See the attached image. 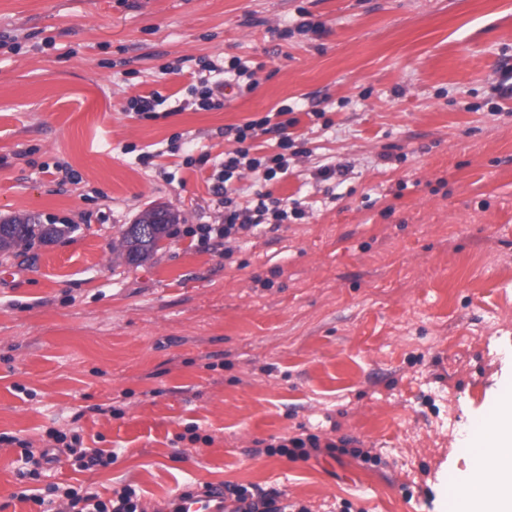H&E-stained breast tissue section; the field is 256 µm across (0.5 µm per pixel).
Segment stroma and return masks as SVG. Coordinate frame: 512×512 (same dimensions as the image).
Listing matches in <instances>:
<instances>
[{"mask_svg": "<svg viewBox=\"0 0 512 512\" xmlns=\"http://www.w3.org/2000/svg\"><path fill=\"white\" fill-rule=\"evenodd\" d=\"M220 56L256 86L190 107ZM510 70L512 0H0V222L61 228L0 251V512H37L19 498L37 483L129 484L143 512L204 484L446 512L471 420L512 384ZM285 105L287 174L230 187L294 213L231 255L201 245L187 228L224 221L225 127ZM152 207L183 220L128 262ZM51 427L111 465L19 481L20 441ZM301 434L351 450L252 452Z\"/></svg>", "mask_w": 512, "mask_h": 512, "instance_id": "35a3bbf8", "label": "stroma"}]
</instances>
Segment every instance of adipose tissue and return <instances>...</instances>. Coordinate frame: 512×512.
Returning <instances> with one entry per match:
<instances>
[{
	"instance_id": "obj_1",
	"label": "adipose tissue",
	"mask_w": 512,
	"mask_h": 512,
	"mask_svg": "<svg viewBox=\"0 0 512 512\" xmlns=\"http://www.w3.org/2000/svg\"><path fill=\"white\" fill-rule=\"evenodd\" d=\"M512 415V387H504L490 416L473 421L475 441L484 453L470 454V468L465 481L450 485L451 497L476 493L483 512H512V430L498 423L501 415Z\"/></svg>"
}]
</instances>
